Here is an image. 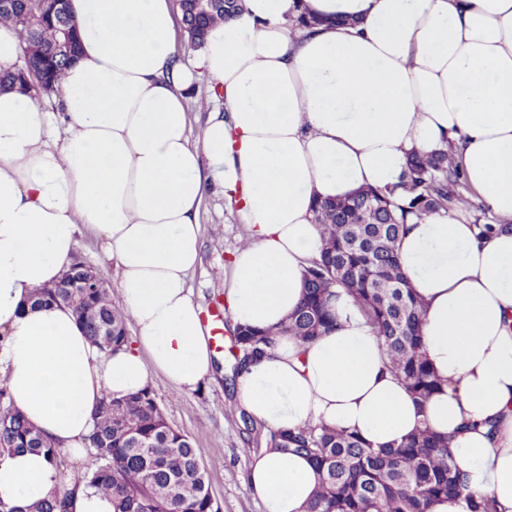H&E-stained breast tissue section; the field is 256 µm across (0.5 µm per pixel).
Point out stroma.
Masks as SVG:
<instances>
[{
  "label": "stroma",
  "instance_id": "35a3bbf8",
  "mask_svg": "<svg viewBox=\"0 0 512 512\" xmlns=\"http://www.w3.org/2000/svg\"><path fill=\"white\" fill-rule=\"evenodd\" d=\"M184 97L191 141L196 144L212 109L218 106L205 73L196 74ZM198 219L202 229L201 261L191 273L189 285L193 299L210 311L224 299V281L230 275L233 255L248 230L238 204L220 191L205 194ZM220 334L222 339L214 346L220 364L213 379L177 397L161 377H152L149 386L167 419L198 449L220 512H261L246 482V472L252 453L264 448L269 428L249 415L228 413L236 390L232 382L236 348L231 328H222Z\"/></svg>",
  "mask_w": 512,
  "mask_h": 512
}]
</instances>
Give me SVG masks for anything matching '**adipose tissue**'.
<instances>
[{
  "label": "adipose tissue",
  "instance_id": "obj_1",
  "mask_svg": "<svg viewBox=\"0 0 512 512\" xmlns=\"http://www.w3.org/2000/svg\"><path fill=\"white\" fill-rule=\"evenodd\" d=\"M68 7L81 47L60 83L64 114L0 93V382L68 465L0 459V501L60 488L69 512H113L73 474L102 400L155 374L178 393L213 377L212 325L188 285L208 188L236 198L248 227L224 283L230 318L265 330L302 300L322 246L315 203L395 187L411 154L445 144L498 224L481 236L428 213L397 243L440 388L418 406L342 299L329 333L276 337L240 371L236 404L275 430L336 427L376 448L429 425L450 436L468 492L512 512V0H243L190 68L174 60L171 0ZM300 8L319 26L292 27ZM196 68L224 101L198 147L180 93ZM82 230L117 261L136 328L117 351L93 346L69 307L32 304L70 267ZM248 483L263 512H306L320 474L265 448Z\"/></svg>",
  "mask_w": 512,
  "mask_h": 512
}]
</instances>
